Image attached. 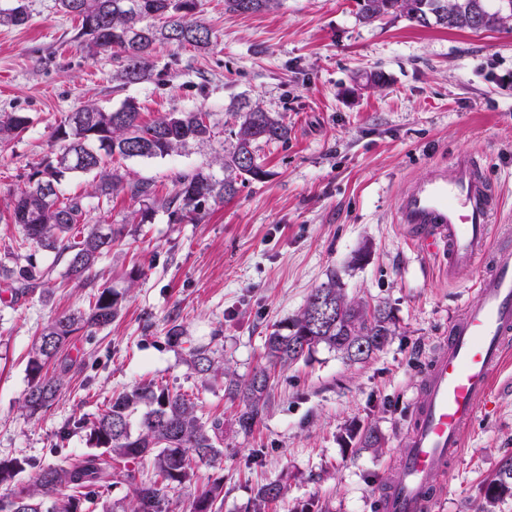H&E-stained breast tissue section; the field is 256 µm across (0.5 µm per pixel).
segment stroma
<instances>
[{"mask_svg":"<svg viewBox=\"0 0 512 512\" xmlns=\"http://www.w3.org/2000/svg\"><path fill=\"white\" fill-rule=\"evenodd\" d=\"M31 19L0 26V113L26 112L27 133L0 147V250L18 234L7 205L49 154L55 127L93 101L140 106L143 122L165 112L210 113L214 135L165 158L125 159L131 179L170 194L179 174L211 165L234 140V112L260 105L287 123V142L261 145L269 172L208 202L196 222L120 194L92 220L126 225L93 284L69 282L63 264L47 286L11 299L0 281V458L30 462L18 482L61 456L91 450L78 420H94L108 400L143 380L195 394L204 417L224 420V463L200 468L197 487H224L215 512H254L257 488L279 479L288 494L264 512H377L376 500L401 457L418 382L448 326L476 302L477 274L449 281L438 257L423 254L394 214L409 183L456 156L481 160L498 186L495 222L512 226V31L423 27L403 16L374 22L356 0H279L274 10L232 15L224 0H200L212 44L157 46L150 81L121 85L116 53L89 51L77 23L55 0H30ZM382 71L370 85L366 74ZM338 275L349 296L386 305L394 334L363 362L326 347L276 369L261 420L239 429V403L222 377L187 364L208 345L248 378L265 365L264 341L310 292ZM122 292L107 327L78 336L48 366L63 373L45 412L27 416L28 355L55 316L87 309L102 285ZM185 334L169 342L171 325ZM382 438L362 447L365 428ZM512 453V365L477 412L462 454L438 475L433 512H478L484 481Z\"/></svg>","mask_w":512,"mask_h":512,"instance_id":"1","label":"stroma"}]
</instances>
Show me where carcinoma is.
<instances>
[{"label": "carcinoma", "mask_w": 512, "mask_h": 512, "mask_svg": "<svg viewBox=\"0 0 512 512\" xmlns=\"http://www.w3.org/2000/svg\"><path fill=\"white\" fill-rule=\"evenodd\" d=\"M356 2L364 21L399 14L415 22L419 12H436L445 18L444 28H470L467 0ZM57 4L79 21L78 35L92 50L118 53L122 65L116 78L124 85L151 79L150 58L161 42L189 45L198 51L211 44V30L196 18L198 0H57ZM276 6L277 0H224V12L237 15ZM148 18L160 25L145 23ZM29 19L28 0H11L9 7L0 8V25L18 27ZM511 23L512 12L486 5L483 29L500 30ZM235 118V141L216 158L224 178L199 167L179 175L174 191L160 197L153 183L129 179L113 165L114 158H164L190 142L209 141L214 134L209 113L168 112L143 123L133 99L113 110L88 102L69 113L53 135L59 151L32 168L10 204L9 221L20 226L21 236L5 248L0 278L16 297L35 292L52 271L37 260L36 254L42 252L65 262L70 281L87 284L95 279V266L112 253L124 227L87 224L91 211L87 195H67L61 190L70 178L91 177L90 196L99 200L109 202L112 195L124 193L139 201L143 222L159 208L191 221L206 202L233 197L237 184L264 179L267 172L257 151L263 143L287 141L288 125L258 104L235 113ZM31 125L26 112H1L0 145L21 138ZM119 310V293L104 286L90 297L86 310L63 313L43 327L27 364L25 410L36 414L58 396L62 377H51L44 368L60 348L82 331L89 334L110 324ZM392 333L390 310L381 305L368 309L349 296L341 279L333 274L311 291L295 318L274 326L265 336L269 366L241 381L214 357V350L203 346L191 351L188 365L199 375L227 379L228 394L243 406L238 426L247 432L266 408L271 368L292 364L320 345L350 361H364ZM87 431L91 446L101 453L66 457L39 469L31 485L0 494V512H85V503L104 497L114 479L134 483L136 488L130 508L120 510L114 504L110 512H167L169 493L191 487L196 469L220 467L224 462V420L203 418L189 395L151 381L113 398ZM143 460L150 462L152 474L138 483L135 470L128 465ZM28 465L23 457L0 459V485L14 482ZM222 492L219 483L195 491L190 512H213ZM286 492L287 483L270 482L257 488L256 500L265 505L283 498ZM507 494L512 495V455L502 458L495 475L486 482L479 512H492Z\"/></svg>", "instance_id": "1"}]
</instances>
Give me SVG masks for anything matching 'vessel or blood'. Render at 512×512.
<instances>
[{
	"label": "vessel or blood",
	"mask_w": 512,
	"mask_h": 512,
	"mask_svg": "<svg viewBox=\"0 0 512 512\" xmlns=\"http://www.w3.org/2000/svg\"><path fill=\"white\" fill-rule=\"evenodd\" d=\"M498 209L495 185L467 155L430 166L398 200L396 223L406 225L424 253L442 258L449 276L478 271L480 299L463 307L427 363L401 462L389 474L379 512H429L437 475L459 457L512 353V243L489 246Z\"/></svg>",
	"instance_id": "1"
}]
</instances>
